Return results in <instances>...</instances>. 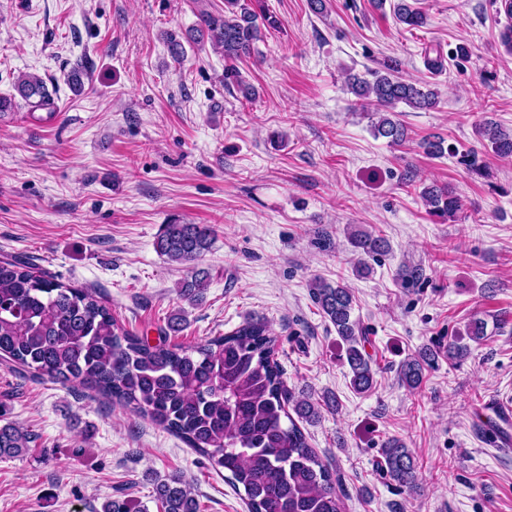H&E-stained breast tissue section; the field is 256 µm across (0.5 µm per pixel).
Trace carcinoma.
<instances>
[{
    "label": "carcinoma",
    "mask_w": 512,
    "mask_h": 512,
    "mask_svg": "<svg viewBox=\"0 0 512 512\" xmlns=\"http://www.w3.org/2000/svg\"><path fill=\"white\" fill-rule=\"evenodd\" d=\"M396 20L408 27L425 24V16L406 0L393 6ZM270 19L258 14L252 0H224V12L202 9L189 43H210L226 60L247 57ZM399 65L386 63L369 72L351 74L348 85L377 116L374 133L393 143L403 141L405 127L388 117L403 103L430 109L437 92L398 76ZM14 89L30 111L49 109L53 99L43 79L22 74ZM478 135L500 158L512 157V132L485 122ZM458 163L485 176L488 166L475 149H453ZM422 196L429 212L452 221L462 209L460 199L445 188L428 187ZM213 231L205 224L163 225L155 247L169 261L192 270L180 283L184 295L198 296L207 278L195 270L212 248ZM348 240L359 255L355 272L367 276L366 258L387 251L379 234L355 231ZM311 294L323 315L346 344L351 385L359 393L372 390L375 371L364 350L365 336L352 318L349 286L320 278L310 282ZM278 337L262 319H247L234 330L194 345L153 344L119 326L98 295L53 276L33 271L16 258L0 259V361L12 370L75 383L106 400L148 418L207 457L231 475L248 512H343L336 477L316 454L300 424L320 416L319 406L296 399L285 386L276 359ZM438 353L426 349L403 360L401 382L420 387L424 366ZM35 436L7 421L0 425V457L28 453ZM383 470L410 492L420 489L422 475L413 453L398 439L381 448ZM163 512H200V502L186 481L170 476L157 482Z\"/></svg>",
    "instance_id": "obj_1"
}]
</instances>
